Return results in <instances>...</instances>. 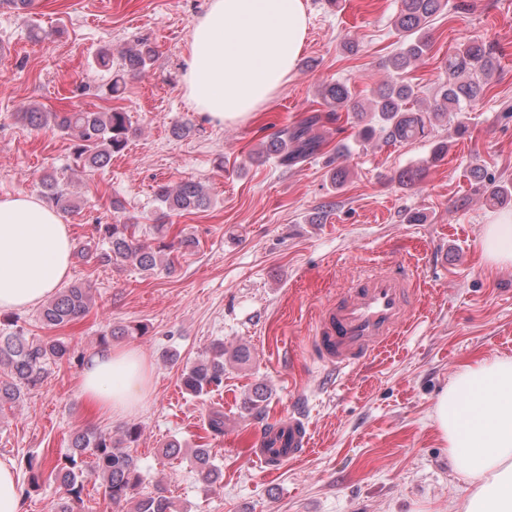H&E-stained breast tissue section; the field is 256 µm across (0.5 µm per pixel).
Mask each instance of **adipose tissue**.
Instances as JSON below:
<instances>
[{
	"label": "adipose tissue",
	"mask_w": 512,
	"mask_h": 512,
	"mask_svg": "<svg viewBox=\"0 0 512 512\" xmlns=\"http://www.w3.org/2000/svg\"><path fill=\"white\" fill-rule=\"evenodd\" d=\"M304 0H210L195 23L183 84L214 124L248 121L288 81L302 52ZM494 265H512V214L484 228ZM70 230L35 196L0 198V310L31 308L69 275ZM79 388L93 408L121 418L151 393V368L139 350H109L87 362ZM448 460L463 497L448 512H512V357L461 367L434 405Z\"/></svg>",
	"instance_id": "1"
}]
</instances>
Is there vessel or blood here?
<instances>
[{
    "mask_svg": "<svg viewBox=\"0 0 512 512\" xmlns=\"http://www.w3.org/2000/svg\"><path fill=\"white\" fill-rule=\"evenodd\" d=\"M418 293L408 266L368 274L320 311L309 346L328 369L340 372L355 368L399 335ZM275 430L274 437H261L249 450L271 470L284 461L302 458L309 444L301 418L289 417Z\"/></svg>",
    "mask_w": 512,
    "mask_h": 512,
    "instance_id": "vessel-or-blood-1",
    "label": "vessel or blood"
}]
</instances>
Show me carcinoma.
<instances>
[{
  "label": "carcinoma",
  "instance_id": "1",
  "mask_svg": "<svg viewBox=\"0 0 512 512\" xmlns=\"http://www.w3.org/2000/svg\"><path fill=\"white\" fill-rule=\"evenodd\" d=\"M445 7V0H399L395 27L402 38V48L387 62L390 73L377 85L370 103L369 125L359 131L368 140L378 125L389 143H408L427 135L428 127L448 117L450 112H463L467 104L476 101L484 86L469 78L473 71L490 76L499 65L493 46L473 40L449 56L444 62V80L439 84L431 110L416 113L409 104L416 97L415 87L403 78V73L419 61L429 49L426 28L430 19ZM157 58L156 48L147 41H139L123 55V66L112 71V50L102 47L95 56L97 67L112 72L104 95L112 98L122 94L126 77L142 75ZM324 109H316L303 121L279 129L256 152V159L274 160L284 168L296 167L308 159L324 153L328 142L316 128L324 123L335 124L342 113L362 111L353 99L349 86L342 82L322 85L318 91ZM20 119L36 129H51L73 141L77 166L95 171L108 166L112 156L123 152L133 135L131 116L116 109L110 112H46L31 106ZM43 196L60 212L69 213L76 201L63 183L52 175L41 181ZM159 210V223L151 226L155 246L138 238L136 224H100L97 231L105 245L103 257L114 265L133 262L142 272L152 274L163 270L176 271L172 253L178 248L190 249L195 240L180 237L174 225L167 223L173 216H181L210 205L204 188L185 181L175 187L158 184L153 192ZM92 289L86 283H74L52 296L39 311L41 322L49 328L66 326L83 318L90 310ZM11 331L0 332V368L9 371V379L0 380V408L19 403L27 391L41 384L43 373L50 364H61L72 359L74 352L62 340H29L13 315L3 316ZM145 333L142 325L109 327L100 336V343L108 344L120 336ZM224 341L213 342L206 357L187 368L182 374L184 389L193 396L207 394L224 384ZM206 432L212 437L224 434V412L214 410L208 417ZM142 427L128 425L118 439L104 431L77 432L71 440L70 451L59 462L48 457L27 459L26 473L29 486L36 488L44 481H52L64 490L52 502L51 512H75L82 500L84 470L102 479L105 496L114 504L134 501V512H176L174 502L159 487L155 492L138 496L142 476L131 448L139 440ZM192 462L206 483H215L224 477L223 467L214 463L210 450L201 443L191 452Z\"/></svg>",
  "mask_w": 512,
  "mask_h": 512
}]
</instances>
